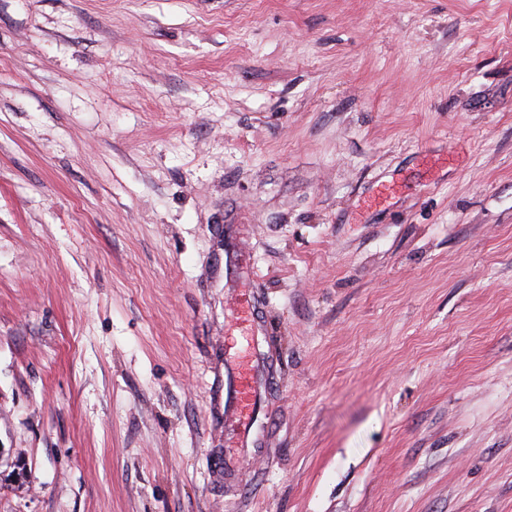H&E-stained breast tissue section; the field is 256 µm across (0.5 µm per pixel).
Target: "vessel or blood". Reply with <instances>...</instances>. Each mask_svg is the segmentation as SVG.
Instances as JSON below:
<instances>
[{
	"label": "vessel or blood",
	"mask_w": 512,
	"mask_h": 512,
	"mask_svg": "<svg viewBox=\"0 0 512 512\" xmlns=\"http://www.w3.org/2000/svg\"><path fill=\"white\" fill-rule=\"evenodd\" d=\"M254 264L249 253L242 251L237 242V228L228 225L224 234V286L231 289L239 306L232 325L245 326L251 336H258L257 328L262 302L254 288L239 287L242 271L253 270ZM265 362L260 356H253L246 365L225 363L224 365V415L234 420L240 434L238 447L251 445L250 432L257 422L262 408V376Z\"/></svg>",
	"instance_id": "b4317fda"
}]
</instances>
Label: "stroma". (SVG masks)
<instances>
[{"mask_svg":"<svg viewBox=\"0 0 512 512\" xmlns=\"http://www.w3.org/2000/svg\"><path fill=\"white\" fill-rule=\"evenodd\" d=\"M0 512H512V0H0ZM250 272L251 283L248 288H236L242 271ZM256 272L249 253L242 251L237 242V226L229 224L224 234V288L233 289V296L239 306L237 316L233 317L229 327L244 325L253 336L254 355L246 365H236L228 360L224 362V421L233 419L240 430L236 448H249L254 443L250 438L253 425L257 422L262 408V376L265 362L259 355L258 325L262 309L261 297L254 288ZM255 345H257L255 347Z\"/></svg>","mask_w":512,"mask_h":512,"instance_id":"35a3bbf8","label":"stroma"}]
</instances>
